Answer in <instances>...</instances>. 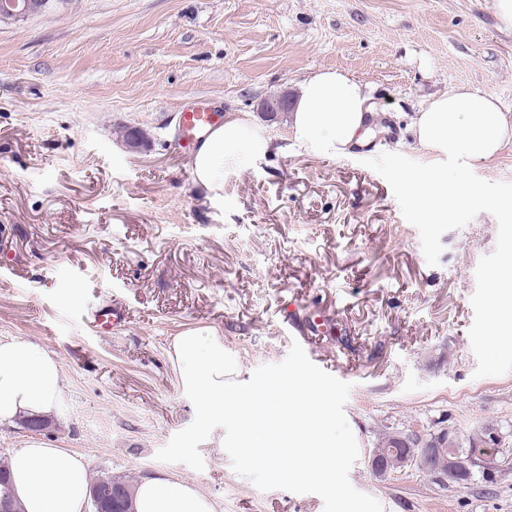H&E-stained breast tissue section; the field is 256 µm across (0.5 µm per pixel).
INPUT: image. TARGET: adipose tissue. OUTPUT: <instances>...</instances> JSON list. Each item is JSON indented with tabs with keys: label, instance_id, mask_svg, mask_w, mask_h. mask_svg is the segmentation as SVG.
I'll return each mask as SVG.
<instances>
[{
	"label": "adipose tissue",
	"instance_id": "ef3b65f1",
	"mask_svg": "<svg viewBox=\"0 0 512 512\" xmlns=\"http://www.w3.org/2000/svg\"><path fill=\"white\" fill-rule=\"evenodd\" d=\"M365 85L348 72L322 69L304 79L292 112L295 145L315 156H336L364 142L372 114ZM418 147L460 165L492 160L512 142V116L487 92L458 87L428 100L413 122ZM271 140L248 113L228 115L194 152L195 180L214 196L224 191V169L266 156ZM172 356L184 387L210 412L223 413L225 394L238 391L237 368L224 359V339L190 331L174 338ZM62 394L53 353L28 337L0 339V424L21 415L50 414ZM9 490L23 512H85L90 478L83 456L33 442L9 458ZM135 512H218L192 484L160 474L143 479Z\"/></svg>",
	"mask_w": 512,
	"mask_h": 512
}]
</instances>
